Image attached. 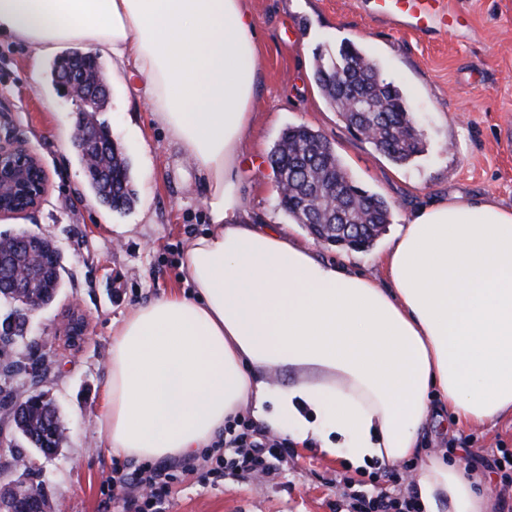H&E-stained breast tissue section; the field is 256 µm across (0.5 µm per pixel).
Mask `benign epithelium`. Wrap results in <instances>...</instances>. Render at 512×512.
<instances>
[{
    "mask_svg": "<svg viewBox=\"0 0 512 512\" xmlns=\"http://www.w3.org/2000/svg\"><path fill=\"white\" fill-rule=\"evenodd\" d=\"M94 55L87 53L74 57L68 65L56 72L62 85L78 107L86 113L96 109L99 99L88 90L92 81L104 88L102 77L93 68ZM77 150L84 156L86 173L97 171L98 157L94 152L97 130L81 121L73 135ZM48 174L39 155L28 145L6 139L0 141V219H9L37 208L46 192ZM40 310L37 305L18 309L12 316L0 320V345L14 341L15 323L23 321L30 326V315Z\"/></svg>",
    "mask_w": 512,
    "mask_h": 512,
    "instance_id": "benign-epithelium-1",
    "label": "benign epithelium"
}]
</instances>
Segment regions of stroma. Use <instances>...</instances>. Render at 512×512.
I'll list each match as a JSON object with an SVG mask.
<instances>
[{
    "instance_id": "1",
    "label": "stroma",
    "mask_w": 512,
    "mask_h": 512,
    "mask_svg": "<svg viewBox=\"0 0 512 512\" xmlns=\"http://www.w3.org/2000/svg\"><path fill=\"white\" fill-rule=\"evenodd\" d=\"M375 0H246L258 34L261 88L244 143L241 192L260 224H286L324 260L348 259L352 269L376 273V254L409 214L431 200L491 199L512 206V0H442L456 16L453 32L434 26L399 31L380 21ZM357 44L376 60L384 82L413 102L424 151L394 163L355 137L313 80L318 56ZM29 50L0 41V135L23 140L48 173L40 205L0 221V234L26 230L52 238L60 249L62 287L53 304L30 318L25 343L0 350V359L27 366L49 362L40 388L57 405L67 428L60 454L44 460L26 447L0 415V441L22 448L26 466L0 450V486L28 475L40 483L52 512H126L122 501L104 506L105 485L133 459L108 448L96 418L109 378L112 323L133 307L180 287L184 247L210 224L203 179L152 119L138 93L139 76L109 83V103L98 113L132 167L136 193L130 210L114 212L95 199L72 141L64 133L80 115L44 73L33 82ZM304 125L333 143L354 182L385 199L390 222L372 246L353 250L318 242L278 201L270 154L283 132ZM80 312L82 341L69 345L61 322ZM423 447L448 460L467 455L494 491L503 488L493 459L512 456V417L489 426L456 427L450 415L432 418ZM405 488L362 473L314 450L290 445L279 474L257 480L228 474L200 486L175 484L170 512H353L351 495Z\"/></svg>"
}]
</instances>
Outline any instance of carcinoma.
Wrapping results in <instances>:
<instances>
[{
    "instance_id": "cac0c4a2",
    "label": "carcinoma",
    "mask_w": 512,
    "mask_h": 512,
    "mask_svg": "<svg viewBox=\"0 0 512 512\" xmlns=\"http://www.w3.org/2000/svg\"><path fill=\"white\" fill-rule=\"evenodd\" d=\"M377 64L352 43L329 61L318 59L314 81L347 126L374 130L365 138L378 152L396 164H405L424 151L422 134L415 127L411 104L396 87L374 80ZM102 147L101 166L89 176L96 199L113 211L130 209L134 203L130 165L108 130L98 127ZM278 171L281 208L310 234L323 242L349 249L373 244L389 223L390 205L382 197L356 185L336 155L333 145L307 126L288 128L271 154ZM336 195L330 211L324 203ZM0 302H19L13 288L16 272L27 271L24 295L44 307L56 297L60 284L56 247L34 237L0 235ZM10 414L17 432L29 447L46 456L61 447L63 426L54 403L31 398L12 403Z\"/></svg>"
}]
</instances>
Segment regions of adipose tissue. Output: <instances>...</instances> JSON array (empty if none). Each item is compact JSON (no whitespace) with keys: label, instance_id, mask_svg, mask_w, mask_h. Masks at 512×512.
Listing matches in <instances>:
<instances>
[{"label":"adipose tissue","instance_id":"ef3b65f1","mask_svg":"<svg viewBox=\"0 0 512 512\" xmlns=\"http://www.w3.org/2000/svg\"><path fill=\"white\" fill-rule=\"evenodd\" d=\"M256 37L245 0H0V38L28 47L32 79L72 47L136 71L207 186L211 227L185 246L184 288L112 331L98 427L114 454L187 458L247 407L355 467L413 461L422 512H489L490 485L421 436L441 407L466 427L512 415V208L421 206L381 254L382 283L253 223L240 151Z\"/></svg>","mask_w":512,"mask_h":512}]
</instances>
